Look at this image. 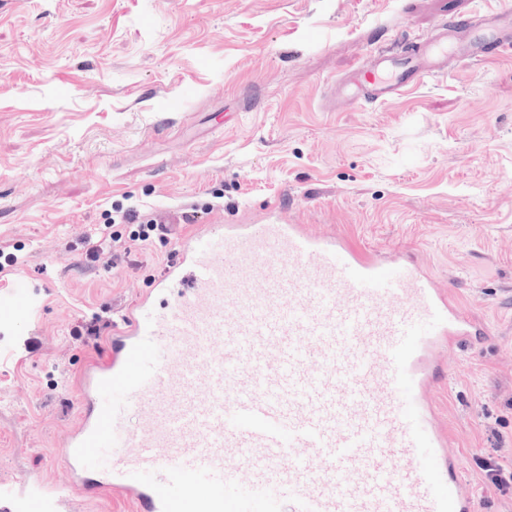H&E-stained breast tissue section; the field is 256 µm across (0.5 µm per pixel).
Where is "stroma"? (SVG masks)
<instances>
[{
  "label": "stroma",
  "instance_id": "obj_1",
  "mask_svg": "<svg viewBox=\"0 0 512 512\" xmlns=\"http://www.w3.org/2000/svg\"><path fill=\"white\" fill-rule=\"evenodd\" d=\"M512 0H0V512L66 481L90 356L175 244L86 268L82 236L136 206L195 224H306L414 258L485 327L441 347L432 390L477 512H512L477 464L512 467V47L382 103L322 107L368 50ZM54 512H136L73 493Z\"/></svg>",
  "mask_w": 512,
  "mask_h": 512
}]
</instances>
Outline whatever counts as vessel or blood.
I'll return each mask as SVG.
<instances>
[{
    "mask_svg": "<svg viewBox=\"0 0 512 512\" xmlns=\"http://www.w3.org/2000/svg\"><path fill=\"white\" fill-rule=\"evenodd\" d=\"M507 46L510 11L451 19L371 52L329 103L393 98ZM476 333L421 266L301 224L202 225L83 373L68 486L138 512H476L430 407L436 348Z\"/></svg>",
    "mask_w": 512,
    "mask_h": 512,
    "instance_id": "b4317fda",
    "label": "vessel or blood"
}]
</instances>
